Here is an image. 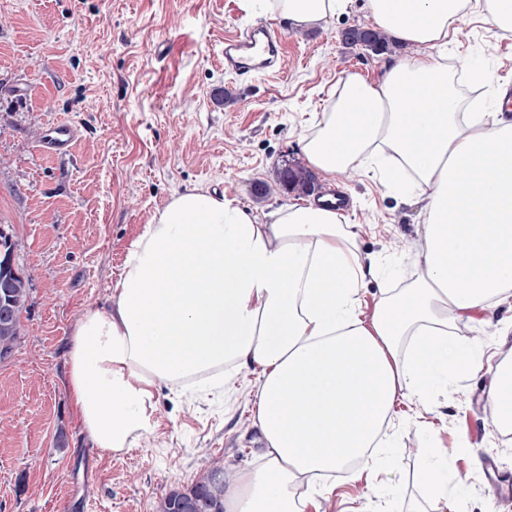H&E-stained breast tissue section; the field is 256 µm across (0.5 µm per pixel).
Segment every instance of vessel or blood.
I'll return each mask as SVG.
<instances>
[{
	"label": "vessel or blood",
	"mask_w": 512,
	"mask_h": 512,
	"mask_svg": "<svg viewBox=\"0 0 512 512\" xmlns=\"http://www.w3.org/2000/svg\"><path fill=\"white\" fill-rule=\"evenodd\" d=\"M284 40L273 24H258L246 32L224 39V68L241 77L254 75L271 66ZM78 137L74 125L66 121L53 123L46 135L44 150L51 155L69 152Z\"/></svg>",
	"instance_id": "b4317fda"
}]
</instances>
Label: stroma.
<instances>
[{
  "instance_id": "stroma-1",
  "label": "stroma",
  "mask_w": 512,
  "mask_h": 512,
  "mask_svg": "<svg viewBox=\"0 0 512 512\" xmlns=\"http://www.w3.org/2000/svg\"><path fill=\"white\" fill-rule=\"evenodd\" d=\"M372 22L364 0L302 30L239 0H0V226L30 281L21 342L0 363V512H157L170 491L216 468L263 465L251 368L226 366L219 387L161 385L152 433L115 454L80 434L65 343L86 309L105 304L130 244L174 193L224 192L265 212L310 200L282 188L277 170L304 164L302 140L343 78L382 75L387 56L340 37ZM260 23L283 32L281 73L225 71V37ZM448 62L483 67L484 83L461 92L492 108L512 78V34L469 17ZM60 120L78 128L77 146L45 155L48 125ZM335 183L350 194L344 221L364 261L392 272L355 297L368 323L383 291L415 274L424 213L372 172L317 179L322 189ZM448 319L453 341L482 349L478 369L427 405H397L389 444L377 450L381 472L357 463L293 483L303 512H512V440L488 398L495 365L512 363V290L486 315L452 308ZM432 448L448 459L444 501L426 496L418 476Z\"/></svg>"
}]
</instances>
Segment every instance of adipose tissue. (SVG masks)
Returning <instances> with one entry per match:
<instances>
[{
  "label": "adipose tissue",
  "instance_id": "obj_1",
  "mask_svg": "<svg viewBox=\"0 0 512 512\" xmlns=\"http://www.w3.org/2000/svg\"><path fill=\"white\" fill-rule=\"evenodd\" d=\"M351 0H242L296 28L322 24ZM378 27L413 48L382 77L348 75L313 133L308 163L333 176L378 167L422 204L420 267L376 305L371 325L353 298L365 278L355 236L315 203L259 213L236 197L191 188L172 196L132 242L109 304L87 309L65 364L78 424L94 447L120 452L154 428L161 384L230 362L258 370L256 420L266 464L216 475L224 512H300L294 475L319 477L372 448L401 390L426 402L479 362L448 339V310L490 309L512 288V115L466 112L445 50L473 13L512 34V0H366ZM424 336L428 350L398 351Z\"/></svg>",
  "mask_w": 512,
  "mask_h": 512
}]
</instances>
